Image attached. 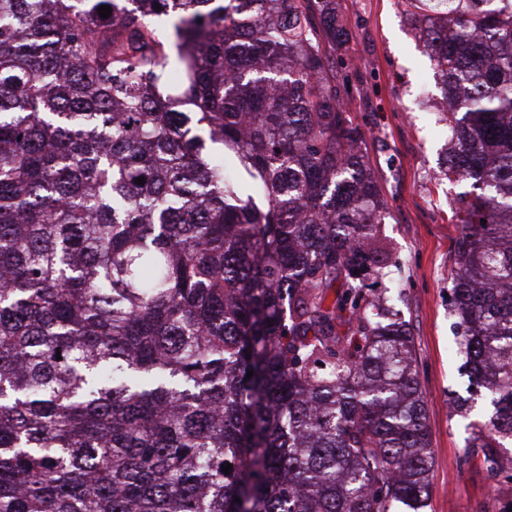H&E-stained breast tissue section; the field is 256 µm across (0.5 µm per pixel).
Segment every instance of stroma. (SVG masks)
<instances>
[{
  "label": "stroma",
  "mask_w": 512,
  "mask_h": 512,
  "mask_svg": "<svg viewBox=\"0 0 512 512\" xmlns=\"http://www.w3.org/2000/svg\"><path fill=\"white\" fill-rule=\"evenodd\" d=\"M347 38L336 48V72L350 81L345 103L363 133L362 151L387 208L382 236L398 265L393 278L368 280L365 295L395 287L414 336L417 369L433 448L426 512H512V485L465 461L467 421L449 391L466 393L454 343L450 280L460 233L451 208L466 187L439 176L448 124L436 107L433 68L403 0H337ZM432 88V97L422 95Z\"/></svg>",
  "instance_id": "stroma-1"
}]
</instances>
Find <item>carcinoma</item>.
I'll list each match as a JSON object with an SVG mask.
<instances>
[{"instance_id":"obj_1","label":"carcinoma","mask_w":512,"mask_h":512,"mask_svg":"<svg viewBox=\"0 0 512 512\" xmlns=\"http://www.w3.org/2000/svg\"><path fill=\"white\" fill-rule=\"evenodd\" d=\"M406 2L470 187L448 401L512 481V0ZM345 36L336 0H0V512H423Z\"/></svg>"}]
</instances>
